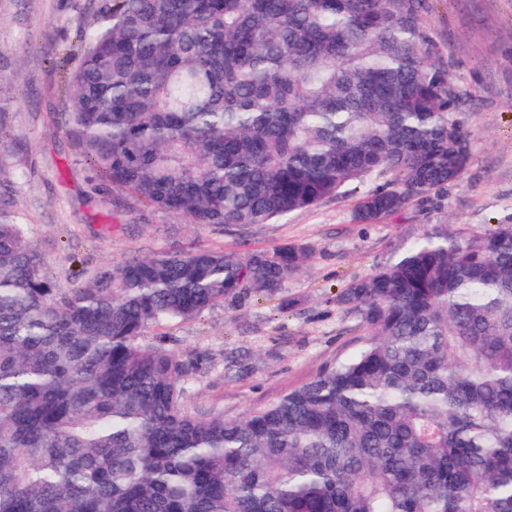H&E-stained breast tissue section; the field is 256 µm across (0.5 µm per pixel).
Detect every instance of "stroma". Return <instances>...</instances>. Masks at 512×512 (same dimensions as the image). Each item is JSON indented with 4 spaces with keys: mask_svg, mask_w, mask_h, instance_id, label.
Returning a JSON list of instances; mask_svg holds the SVG:
<instances>
[{
    "mask_svg": "<svg viewBox=\"0 0 512 512\" xmlns=\"http://www.w3.org/2000/svg\"><path fill=\"white\" fill-rule=\"evenodd\" d=\"M89 18V0H0V112L7 115L0 162L12 173L0 184V199L24 225L56 287L161 253L293 244L312 252L281 294H252L167 327L171 348L203 358L187 386L191 409L240 420L353 357L364 331L339 294L426 225L448 221L483 231L512 222V0H425L423 26L469 95L471 155L461 181L377 224L355 222L358 197L351 193L246 231L192 226L144 204L113 207L110 183L79 161L62 113L81 51L76 34Z\"/></svg>",
    "mask_w": 512,
    "mask_h": 512,
    "instance_id": "1",
    "label": "stroma"
}]
</instances>
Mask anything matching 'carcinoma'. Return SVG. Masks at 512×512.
<instances>
[{
	"mask_svg": "<svg viewBox=\"0 0 512 512\" xmlns=\"http://www.w3.org/2000/svg\"><path fill=\"white\" fill-rule=\"evenodd\" d=\"M423 0H98L66 92L122 199L248 229L459 182L465 92ZM304 245L153 255L63 291L0 205V512H512V223L429 224L338 302L353 358L242 420L157 330L276 296Z\"/></svg>",
	"mask_w": 512,
	"mask_h": 512,
	"instance_id": "carcinoma-1",
	"label": "carcinoma"
}]
</instances>
